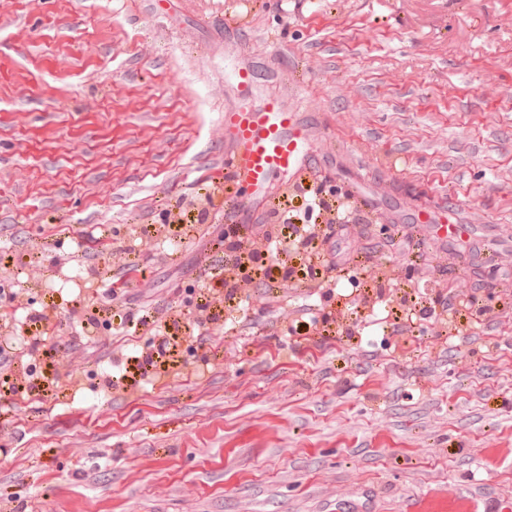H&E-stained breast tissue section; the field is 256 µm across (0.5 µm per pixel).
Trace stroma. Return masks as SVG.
Returning a JSON list of instances; mask_svg holds the SVG:
<instances>
[{
    "label": "stroma",
    "instance_id": "obj_1",
    "mask_svg": "<svg viewBox=\"0 0 512 512\" xmlns=\"http://www.w3.org/2000/svg\"><path fill=\"white\" fill-rule=\"evenodd\" d=\"M296 68L308 119L352 159L314 172L383 221L338 252L421 239L466 292L512 279V0H0V500L16 512H512V324L394 336L354 268L224 301L232 224L218 127L227 53ZM214 185L211 200L200 191ZM181 203L182 222L161 211ZM209 208L207 223L197 212ZM440 236H433L432 225ZM137 243L122 270L107 244ZM129 306L101 302L113 281ZM95 305L97 322L78 313ZM217 322L191 339L197 307ZM352 336L318 344L309 318ZM233 330H225V320ZM211 358L212 369L194 376Z\"/></svg>",
    "mask_w": 512,
    "mask_h": 512
}]
</instances>
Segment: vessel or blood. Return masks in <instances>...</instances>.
I'll list each match as a JSON object with an SVG mask.
<instances>
[{"mask_svg": "<svg viewBox=\"0 0 512 512\" xmlns=\"http://www.w3.org/2000/svg\"><path fill=\"white\" fill-rule=\"evenodd\" d=\"M298 101L299 87L288 80L259 106H250L235 94L225 105L222 136L229 174L235 184L253 189L252 196L239 197L240 209L265 200L272 174L303 171L305 157L299 147L313 144L321 133L299 111Z\"/></svg>", "mask_w": 512, "mask_h": 512, "instance_id": "1", "label": "vessel or blood"}]
</instances>
